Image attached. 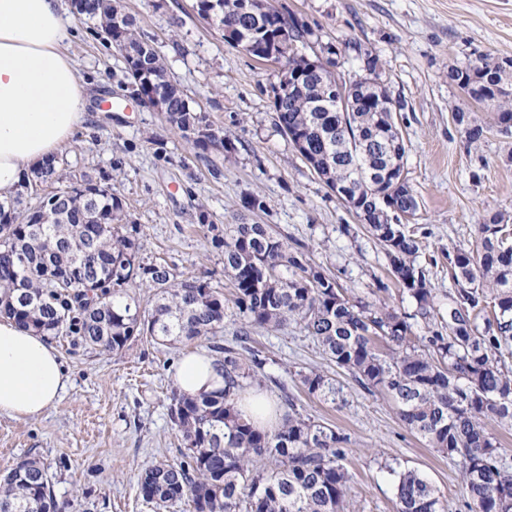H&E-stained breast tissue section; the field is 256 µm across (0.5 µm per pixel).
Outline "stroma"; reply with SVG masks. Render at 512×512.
Returning a JSON list of instances; mask_svg holds the SVG:
<instances>
[{"mask_svg": "<svg viewBox=\"0 0 512 512\" xmlns=\"http://www.w3.org/2000/svg\"><path fill=\"white\" fill-rule=\"evenodd\" d=\"M270 2L320 45L339 49L341 77H362L365 56L377 59L379 79L399 107L404 176L418 202L409 225L420 245L416 263L426 269L436 303L446 304L453 287L449 255L473 248L479 226L493 215L512 225V132L502 133L496 113L468 100L448 78L480 55L512 58V0ZM119 3L190 105L235 143L228 157L196 149L163 113L133 96L122 58L92 22L72 19L64 50L90 98L57 169L109 176L138 229L140 263L207 279L227 294L224 254L211 242L209 223L267 224L334 275L347 297L413 312L415 302L389 274L378 240L278 127L276 66L225 42L197 15L196 0ZM459 107L481 121L480 141H467L455 120ZM255 196L264 209L248 207ZM252 341L269 358L264 391L271 399L288 394L303 416L348 436L355 512H397L396 474L407 469L435 486L445 512H467L456 466L400 420L387 394L360 387L295 325L255 330ZM53 343L71 385L39 418L0 415V474L23 459H40L67 512H188L184 502L163 511L146 502L137 477L147 465L180 457L169 407L173 365L185 344L162 346L144 335L115 355L74 336ZM312 369L345 385L344 403L307 395L299 374Z\"/></svg>", "mask_w": 512, "mask_h": 512, "instance_id": "stroma-1", "label": "stroma"}]
</instances>
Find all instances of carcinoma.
Masks as SVG:
<instances>
[{"label": "carcinoma", "instance_id": "obj_1", "mask_svg": "<svg viewBox=\"0 0 512 512\" xmlns=\"http://www.w3.org/2000/svg\"><path fill=\"white\" fill-rule=\"evenodd\" d=\"M70 5L95 22L124 64L137 59V70L129 73L136 95L151 104L160 99L173 128L202 150H235L224 131L214 139L207 115L190 107L155 47L112 0ZM196 10L221 30L233 28L236 47L255 57L276 48L283 27L294 40L308 35L269 0H199ZM288 64L297 77L293 91L275 103L278 125L301 141L297 152L325 185L367 221L390 273L414 300L413 312L346 298L334 276L266 224H226L222 232L209 225L213 242L224 248L229 298L206 280H179L164 265L143 266L136 228L112 187L86 173L64 182L47 162L23 185L59 183L58 211L39 205L21 212L20 197L0 200V316L49 336L76 334L87 346L114 354L144 334L163 344L215 336L232 318V343L212 346L220 353L224 389L202 398L173 394L169 417L182 437V460L158 462L138 477L143 499L160 508L186 498L193 512H351L347 436L303 416L283 386L288 412L273 430L257 429L236 408L268 362L250 345L251 332L293 323L358 385L389 395L405 425L456 463L468 512H512V458L486 429L489 421L512 423L508 225L493 215L480 225L476 249L450 261L455 288L448 309L464 317L435 312L430 282L415 264L418 242L388 219L392 208H418L406 182L391 173L405 152L392 102L377 100L376 87L362 81L348 90L351 111L338 114L322 99L332 79L326 64L312 66L296 56ZM449 79L467 98L497 112L498 120L512 119L509 59L482 56L452 69ZM455 117L469 142L482 138L476 117L461 109ZM143 281L158 297L146 315L126 292ZM414 320L428 334L414 335ZM378 340L386 353L376 348ZM301 383L320 401H345V385L322 372L301 375ZM397 477L398 512H442L437 489L419 473L404 470ZM0 512H58L40 460L26 459L0 479Z\"/></svg>", "mask_w": 512, "mask_h": 512}]
</instances>
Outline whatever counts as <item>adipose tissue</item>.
<instances>
[{"mask_svg":"<svg viewBox=\"0 0 512 512\" xmlns=\"http://www.w3.org/2000/svg\"><path fill=\"white\" fill-rule=\"evenodd\" d=\"M71 23L61 0H0V194L52 159L85 119L86 90L61 45ZM175 387L191 397L220 390L217 356L202 347L182 353ZM70 383L46 336L0 319V415L34 419Z\"/></svg>","mask_w":512,"mask_h":512,"instance_id":"obj_1","label":"adipose tissue"}]
</instances>
